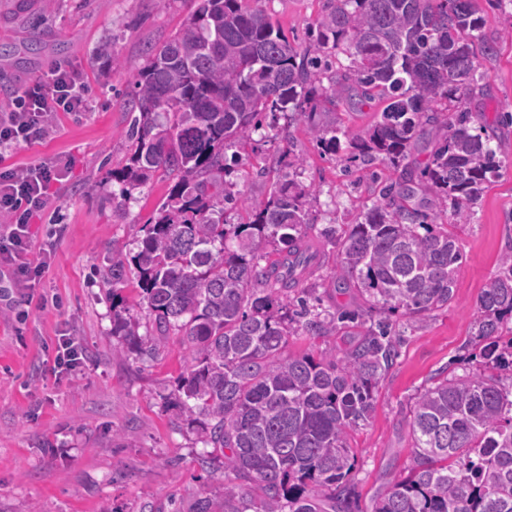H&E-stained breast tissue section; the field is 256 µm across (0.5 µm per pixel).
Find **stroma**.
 I'll return each instance as SVG.
<instances>
[{
    "label": "stroma",
    "mask_w": 512,
    "mask_h": 512,
    "mask_svg": "<svg viewBox=\"0 0 512 512\" xmlns=\"http://www.w3.org/2000/svg\"><path fill=\"white\" fill-rule=\"evenodd\" d=\"M199 2L28 0L21 12L18 0H0V44L40 42L37 53L0 60V111L17 87L63 56L83 72L91 95L88 111L59 115L42 142L17 146L8 158L23 166L65 156L71 169L31 223L28 256L46 261L45 273L31 287L6 288L11 304L0 309V512H194L201 498L224 491L223 464L202 465L208 450L175 397L188 361L179 337L170 336L152 358L112 334L116 309H128L143 330L152 327L135 276L113 285L111 259L135 247L170 186L159 171L127 198L112 178L132 149L126 92L148 48L165 42ZM475 3L494 53L478 56L481 88L463 105L487 126L501 168L471 206L468 223L450 227L462 263L449 306L414 319L389 316L397 356L375 389L373 417L348 436L358 512H372L388 482L407 474L417 395L479 368L485 341L476 335L478 297L512 249V0ZM324 4L258 2L291 38L311 28ZM382 107L376 99L357 109L342 104L316 120L350 132L372 124ZM276 131L273 138L254 133L240 150L236 187L244 197L264 198L284 174L277 158L299 155L301 179L316 190L310 236L356 223L381 185L399 176L386 164L370 170L348 162L343 150L322 151L306 126L287 116ZM356 330L345 322L332 336H292L287 351L340 356ZM64 333L85 356L57 375L52 366Z\"/></svg>",
    "instance_id": "stroma-1"
}]
</instances>
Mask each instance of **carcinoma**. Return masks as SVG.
I'll use <instances>...</instances> for the list:
<instances>
[{
    "mask_svg": "<svg viewBox=\"0 0 512 512\" xmlns=\"http://www.w3.org/2000/svg\"><path fill=\"white\" fill-rule=\"evenodd\" d=\"M248 2L201 0L127 92L133 149L112 176L126 196L159 170L173 184L137 251L112 253V284L134 271L154 333L140 335V322L116 311L112 335L141 354L182 338L189 362L177 397L211 448L202 463L224 460L222 503L203 498L196 512H351L348 432L371 418L396 355L382 315L448 307L462 255L442 217L451 207L467 223L499 161L472 133L473 113L458 109L424 166L383 186L343 237L321 232L338 247L325 291L353 285L374 309L366 336L338 359L284 352L288 337L332 336L343 318L311 312L301 288L326 253L306 232L316 191L297 179L299 157L278 159L294 173L268 197L244 200L247 223L226 224L224 203L240 201L226 150L286 113L325 152L342 134L350 158L399 164L437 125L438 100L475 89L476 49L492 47L474 0H326L303 42ZM328 46L350 64L326 87ZM356 96L385 102L371 125L341 133L315 123V110ZM262 243L277 261L260 264ZM500 262L478 298L476 335L490 340L492 368L509 369L512 342L493 337L512 320V250ZM409 426L410 474L373 512H512V382L478 371L446 378L418 395Z\"/></svg>",
    "mask_w": 512,
    "mask_h": 512,
    "instance_id": "1",
    "label": "carcinoma"
}]
</instances>
